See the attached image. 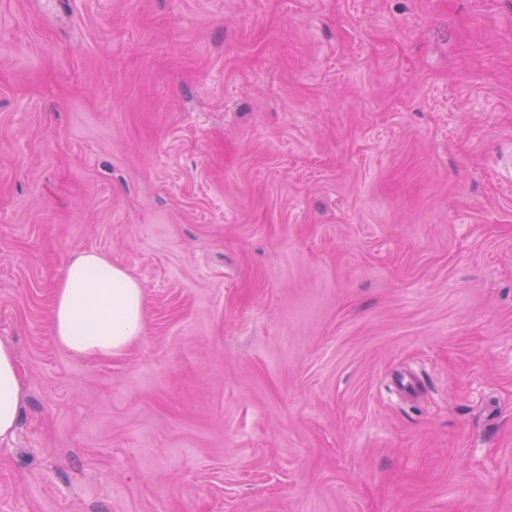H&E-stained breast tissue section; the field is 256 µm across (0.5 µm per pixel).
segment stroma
Masks as SVG:
<instances>
[{"label": "stroma", "mask_w": 512, "mask_h": 512, "mask_svg": "<svg viewBox=\"0 0 512 512\" xmlns=\"http://www.w3.org/2000/svg\"><path fill=\"white\" fill-rule=\"evenodd\" d=\"M0 340V512H512V0H0ZM145 315L139 283L95 251L74 255L54 289L53 334L76 356L124 353L140 335ZM21 406V383L13 347L0 340V438L14 433Z\"/></svg>", "instance_id": "35a3bbf8"}]
</instances>
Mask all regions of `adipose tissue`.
<instances>
[{
  "label": "adipose tissue",
  "mask_w": 512,
  "mask_h": 512,
  "mask_svg": "<svg viewBox=\"0 0 512 512\" xmlns=\"http://www.w3.org/2000/svg\"><path fill=\"white\" fill-rule=\"evenodd\" d=\"M145 315L139 283L95 251L74 255L54 290L53 334L62 348L77 356L124 353L140 335ZM20 406L15 352L0 340V438L13 434Z\"/></svg>",
  "instance_id": "1"
}]
</instances>
